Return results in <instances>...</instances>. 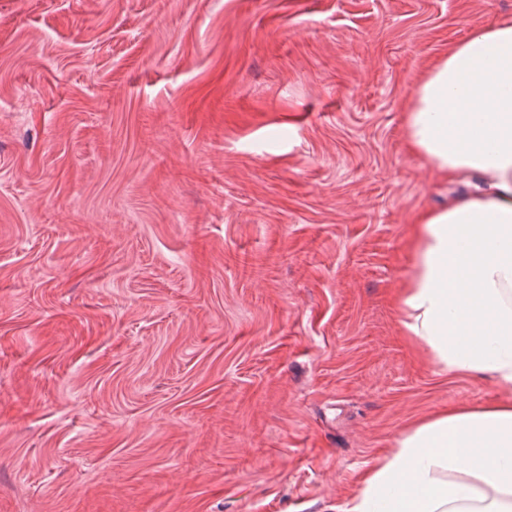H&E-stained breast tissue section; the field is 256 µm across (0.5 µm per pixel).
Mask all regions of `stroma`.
<instances>
[{"mask_svg":"<svg viewBox=\"0 0 512 512\" xmlns=\"http://www.w3.org/2000/svg\"><path fill=\"white\" fill-rule=\"evenodd\" d=\"M512 0H0V512H346L495 404L401 333L428 68Z\"/></svg>","mask_w":512,"mask_h":512,"instance_id":"obj_1","label":"stroma"}]
</instances>
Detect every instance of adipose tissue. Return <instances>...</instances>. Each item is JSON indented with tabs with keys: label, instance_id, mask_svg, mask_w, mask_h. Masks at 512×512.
Returning <instances> with one entry per match:
<instances>
[{
	"label": "adipose tissue",
	"instance_id": "1",
	"mask_svg": "<svg viewBox=\"0 0 512 512\" xmlns=\"http://www.w3.org/2000/svg\"><path fill=\"white\" fill-rule=\"evenodd\" d=\"M408 149L474 192L419 212L403 335L442 371L490 377L501 402L439 412L378 456L347 512H512V19L473 31L428 70Z\"/></svg>",
	"mask_w": 512,
	"mask_h": 512
}]
</instances>
